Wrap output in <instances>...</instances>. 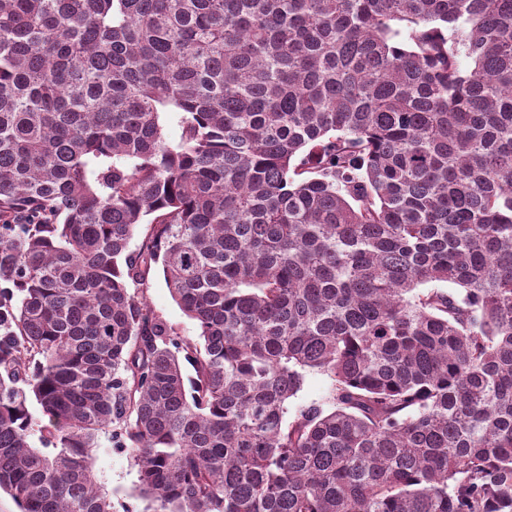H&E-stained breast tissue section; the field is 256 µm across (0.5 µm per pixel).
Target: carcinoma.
<instances>
[{
  "label": "carcinoma",
  "instance_id": "1",
  "mask_svg": "<svg viewBox=\"0 0 512 512\" xmlns=\"http://www.w3.org/2000/svg\"><path fill=\"white\" fill-rule=\"evenodd\" d=\"M103 435L143 512H512V0H0V491L113 512ZM147 301L150 308L158 315L175 326L183 336L194 337L196 326L189 320L173 299L167 288L162 271L156 267L151 279V286L147 290ZM329 384L330 381L325 375L318 372L308 373L303 389L288 405V416L291 417L293 415L297 405L324 398L328 392ZM96 459V472L99 484L111 498L117 512H122L121 504L133 509H141L143 503L137 494V472L131 465L128 456L110 450L107 438L101 439Z\"/></svg>",
  "mask_w": 512,
  "mask_h": 512
}]
</instances>
